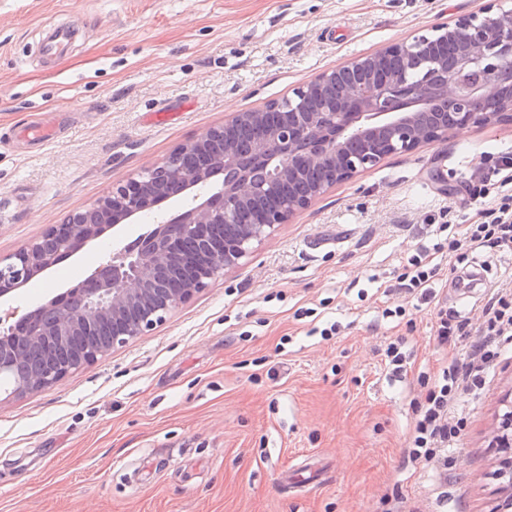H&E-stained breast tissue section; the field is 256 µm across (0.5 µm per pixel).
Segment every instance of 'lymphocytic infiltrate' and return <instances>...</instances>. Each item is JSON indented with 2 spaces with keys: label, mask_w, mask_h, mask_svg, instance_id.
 <instances>
[{
  "label": "lymphocytic infiltrate",
  "mask_w": 512,
  "mask_h": 512,
  "mask_svg": "<svg viewBox=\"0 0 512 512\" xmlns=\"http://www.w3.org/2000/svg\"><path fill=\"white\" fill-rule=\"evenodd\" d=\"M486 247L512 256V192L502 191L498 206L480 211L477 222L452 225L443 241L411 256L398 276V286L432 301L429 286L437 274V255L447 254L450 262L460 264L470 252ZM479 333L480 342L466 356L421 377L423 393L414 402L417 419L406 450L410 462L447 467L448 450L459 441L467 423L466 418L453 416L452 408L462 392L483 390L487 366L499 357L501 343L512 340V293L499 292L489 300Z\"/></svg>",
  "instance_id": "1"
}]
</instances>
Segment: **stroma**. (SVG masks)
Returning a JSON list of instances; mask_svg holds the SVG:
<instances>
[{
  "label": "stroma",
  "mask_w": 512,
  "mask_h": 512,
  "mask_svg": "<svg viewBox=\"0 0 512 512\" xmlns=\"http://www.w3.org/2000/svg\"><path fill=\"white\" fill-rule=\"evenodd\" d=\"M487 0H0V258L83 210L230 112L319 72L479 12ZM68 30L60 58L45 34ZM41 121L55 139L18 136ZM512 155V125L470 128L332 188L151 334L0 406V512H491L490 446L512 389V348L479 395L448 472L409 463L417 378L440 355L433 308L398 288L431 248L438 211L470 224L469 177ZM448 181L441 191L430 174ZM155 221L107 229L15 294L84 280ZM487 279L460 300L440 260L441 305L479 322L512 257L470 254ZM403 306L413 322L384 318ZM340 332L325 340L324 323ZM399 341L408 372L392 376Z\"/></svg>",
  "instance_id": "obj_1"
}]
</instances>
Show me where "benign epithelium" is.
Returning a JSON list of instances; mask_svg holds the SVG:
<instances>
[{
    "label": "benign epithelium",
    "instance_id": "7a95c632",
    "mask_svg": "<svg viewBox=\"0 0 512 512\" xmlns=\"http://www.w3.org/2000/svg\"><path fill=\"white\" fill-rule=\"evenodd\" d=\"M512 11L497 0L478 14L441 23L322 71L291 91L283 111L235 112L112 188L90 208L45 228L0 258V372L16 375L0 405L52 387L111 351L148 335L213 281L247 263L277 229L334 186L395 154L443 143L460 129L512 122ZM441 111L428 129L420 109ZM266 128L265 140L240 152L234 132ZM310 169L330 178L307 192L280 187ZM178 197L145 235L96 267L81 283L31 305L20 317L12 292L78 254L105 228L130 223L151 203ZM15 321H10V318ZM499 486L494 512H512V410L494 435Z\"/></svg>",
    "mask_w": 512,
    "mask_h": 512
}]
</instances>
